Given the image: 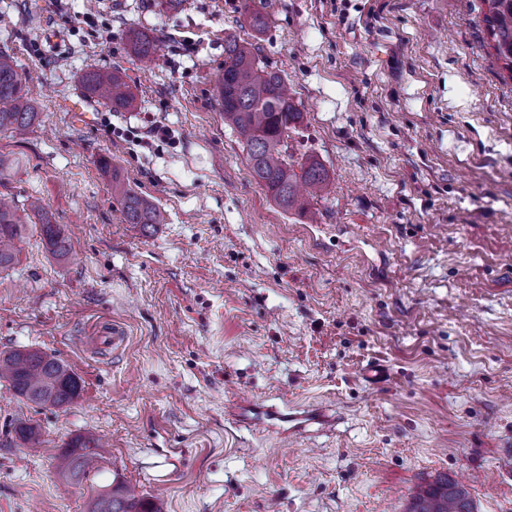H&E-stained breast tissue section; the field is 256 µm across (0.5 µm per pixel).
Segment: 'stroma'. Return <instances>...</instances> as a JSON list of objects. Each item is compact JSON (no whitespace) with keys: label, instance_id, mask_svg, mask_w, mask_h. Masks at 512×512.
I'll use <instances>...</instances> for the list:
<instances>
[{"label":"stroma","instance_id":"obj_1","mask_svg":"<svg viewBox=\"0 0 512 512\" xmlns=\"http://www.w3.org/2000/svg\"><path fill=\"white\" fill-rule=\"evenodd\" d=\"M486 11L0 0V50L30 76L39 112L23 137L0 133L16 161L0 196L40 199L76 247L55 258L29 227L0 273V351L55 354L82 386L45 409L0 380V512H87L93 487L115 479L163 512H406L442 477L475 512H512V74ZM131 28L160 38L150 65ZM230 36L288 83L304 114L295 155L330 176L305 215L254 181L224 123L214 80ZM90 62L125 75L131 109L87 98ZM155 123L167 136L141 143ZM104 158L166 223L124 222ZM110 326L119 339L101 342ZM243 394L338 421L299 438L239 426ZM22 421L39 448L15 440ZM78 434L106 443L90 484L56 469ZM169 455L180 473L156 482Z\"/></svg>","mask_w":512,"mask_h":512}]
</instances>
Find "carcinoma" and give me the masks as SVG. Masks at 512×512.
<instances>
[{
	"mask_svg": "<svg viewBox=\"0 0 512 512\" xmlns=\"http://www.w3.org/2000/svg\"><path fill=\"white\" fill-rule=\"evenodd\" d=\"M492 9L483 22L489 33L493 56L512 73V0H491ZM133 54L149 58L159 40L135 29L129 31ZM87 95L114 112L133 106L134 97L121 72L89 63L83 76ZM218 102L224 123L241 137L251 175L285 212L303 215L310 201L321 198L329 186V175L313 157L294 159L289 140L303 123V112L288 93L277 71L260 64L251 44L234 37L224 40V69L219 73ZM25 78L10 56L0 52V132H21L37 119ZM112 191L119 197L125 223L144 228L166 223V213L143 194L127 187L112 169ZM28 224L39 225L50 253L64 258L73 249L70 237L53 220L52 213L35 199L23 209L0 200V271L16 264ZM0 379L7 381L16 395L38 407L60 408L80 396L79 378L73 368L56 357L34 348L0 351ZM17 440L36 444L38 427L20 423L14 427ZM102 457L94 440L72 437L57 457L62 477L82 483L93 480L96 461ZM88 512H161L157 504L138 497L123 482L113 480L101 487L88 505ZM409 512H474L465 487L448 478L420 488L412 497Z\"/></svg>",
	"mask_w": 512,
	"mask_h": 512,
	"instance_id": "obj_1",
	"label": "carcinoma"
}]
</instances>
